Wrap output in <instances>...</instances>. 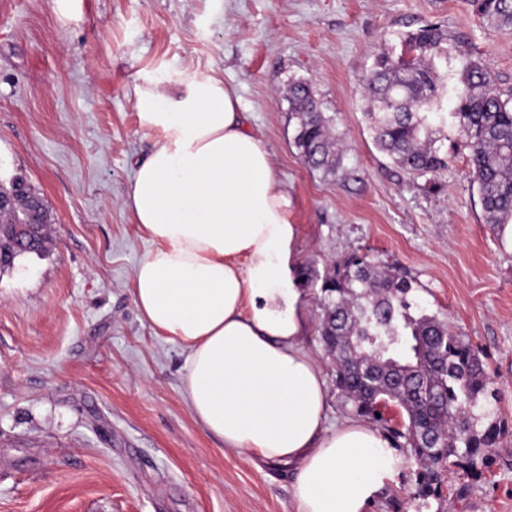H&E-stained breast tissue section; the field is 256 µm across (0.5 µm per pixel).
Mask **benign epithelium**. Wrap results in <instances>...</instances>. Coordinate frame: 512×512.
I'll return each instance as SVG.
<instances>
[{
	"label": "benign epithelium",
	"instance_id": "1",
	"mask_svg": "<svg viewBox=\"0 0 512 512\" xmlns=\"http://www.w3.org/2000/svg\"><path fill=\"white\" fill-rule=\"evenodd\" d=\"M22 201L29 218L0 223V255L8 250L20 253L38 250L44 242L49 219L42 198L34 195L28 182L20 177L14 178L8 189L0 186L1 214L14 212Z\"/></svg>",
	"mask_w": 512,
	"mask_h": 512
}]
</instances>
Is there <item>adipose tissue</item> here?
<instances>
[{
  "label": "adipose tissue",
  "instance_id": "1",
  "mask_svg": "<svg viewBox=\"0 0 512 512\" xmlns=\"http://www.w3.org/2000/svg\"><path fill=\"white\" fill-rule=\"evenodd\" d=\"M136 97L155 138L125 199L152 244L133 298L185 353L190 414L252 463L286 468L296 512H367L398 460L371 423L329 419L292 270L299 227L270 153L219 78L177 72Z\"/></svg>",
  "mask_w": 512,
  "mask_h": 512
}]
</instances>
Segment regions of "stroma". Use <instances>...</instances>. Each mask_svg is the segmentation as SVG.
<instances>
[{
	"instance_id": "stroma-1",
	"label": "stroma",
	"mask_w": 512,
	"mask_h": 512,
	"mask_svg": "<svg viewBox=\"0 0 512 512\" xmlns=\"http://www.w3.org/2000/svg\"><path fill=\"white\" fill-rule=\"evenodd\" d=\"M442 26L450 56L512 86V32L469 0H0V181L49 210L45 249L0 272V512H296L286 470L254 466L189 413L184 354L136 308L149 250L124 199L152 132L135 87L176 71L239 96L292 200L312 315L345 255L401 269L427 313L478 348L505 435L472 478L414 497L406 448L369 512H512V247L484 221L465 152L425 178L379 151L359 85L401 32ZM311 83L343 150L334 177L293 144L291 82Z\"/></svg>"
}]
</instances>
